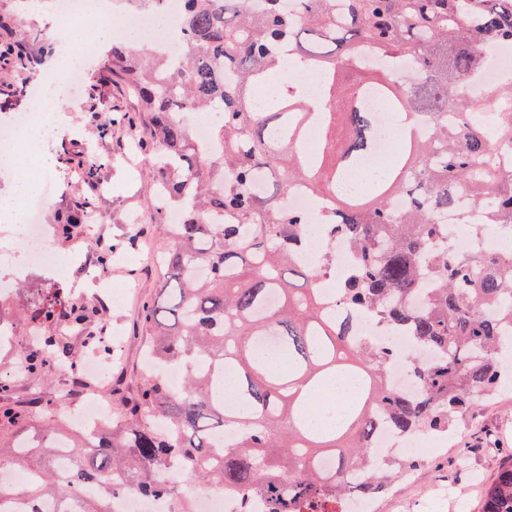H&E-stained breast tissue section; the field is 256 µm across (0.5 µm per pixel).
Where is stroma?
Instances as JSON below:
<instances>
[{
  "mask_svg": "<svg viewBox=\"0 0 512 512\" xmlns=\"http://www.w3.org/2000/svg\"><path fill=\"white\" fill-rule=\"evenodd\" d=\"M32 0H0V19L16 30L39 28L47 36L43 42L31 45L32 53L50 59L59 39L46 30L48 19L31 8ZM118 110L119 117L112 125L111 137L100 136L86 120L87 112L106 107ZM59 110L64 115V134L52 143L46 166L59 183L58 194L45 206L41 221L56 226L76 204L82 202L87 188L82 183L80 166L61 165L58 155L71 142L81 143L85 159L108 158L109 163L98 171V191L95 205L85 221L70 237L52 236L51 242L60 259L67 262L65 275L36 278L22 276V286L37 283L38 287L62 289L66 296L76 300L101 293L106 283L121 285L132 280L135 288L123 303H105L96 317V325L106 328L112 338V352L120 361L112 371L113 377L123 380L121 390H106L104 382L90 381L93 392H105L112 411L122 407V394L135 389L141 366V348L145 333L140 323L143 302L156 294L163 279L161 269L154 264L128 263V256L160 250L162 237L152 222L155 205L154 182L150 174L151 160L147 150H140L136 164L124 159L127 144L144 130V114L139 101L122 91L102 87L100 97L90 100H61ZM140 213L142 223H129L131 213ZM104 245L112 246V261L85 269L86 260H92ZM65 376L56 373L47 388L48 408L33 419V427L58 419L66 414H78L83 396L66 397ZM512 462V390L487 400L479 414L459 419L445 443L420 457L408 478L399 480L389 492L377 499L374 512H451L446 501L438 496L441 488L454 491L465 502L468 512H481L485 486L500 465Z\"/></svg>",
  "mask_w": 512,
  "mask_h": 512,
  "instance_id": "obj_1",
  "label": "stroma"
}]
</instances>
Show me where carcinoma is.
<instances>
[{"label":"carcinoma","mask_w":512,"mask_h":512,"mask_svg":"<svg viewBox=\"0 0 512 512\" xmlns=\"http://www.w3.org/2000/svg\"><path fill=\"white\" fill-rule=\"evenodd\" d=\"M181 65L150 49L114 46L98 79L118 83L147 112L155 160L165 278L143 304L150 368L124 399L120 420L90 439L70 425L27 433L47 401L0 404V468L25 469L34 481L14 490L25 512H111L110 501L133 490L150 498L185 496L186 488L218 486L266 512H339L355 494L378 497L396 477L397 456L380 459V428L402 438L448 432L512 381V249L448 250L439 216L468 192L489 226L512 230V167L496 162L512 145V82L490 111L471 90L488 54L512 44V0H180ZM372 45L373 68L356 62ZM292 52L302 73L323 75L320 99L303 84L252 111L258 90ZM420 74L403 85L386 63ZM19 73L38 69L28 52L9 58ZM380 111L363 105L370 94ZM212 116L216 152L198 143L182 113ZM400 120L381 178L366 194L347 191L378 140V113ZM98 131L112 130V111L89 113ZM295 187L329 201V247L341 238L352 263L335 288L342 308H328L319 281L332 262L310 265L296 250L309 218L284 203ZM406 205L397 209L393 199ZM93 198L57 226L68 238ZM170 205L182 207L177 224ZM355 309L405 332V364L414 391L394 387L392 348L362 336ZM96 311L54 292L41 299V324L80 330ZM76 368L62 337L39 332L19 348L6 372L49 381L51 366ZM181 369L174 385L171 369ZM349 378L356 393L339 424L304 418L329 381ZM65 442L77 458L53 466ZM331 458V470L321 467ZM179 481L163 483L166 465ZM482 512H512V464L486 487Z\"/></svg>","instance_id":"1"}]
</instances>
